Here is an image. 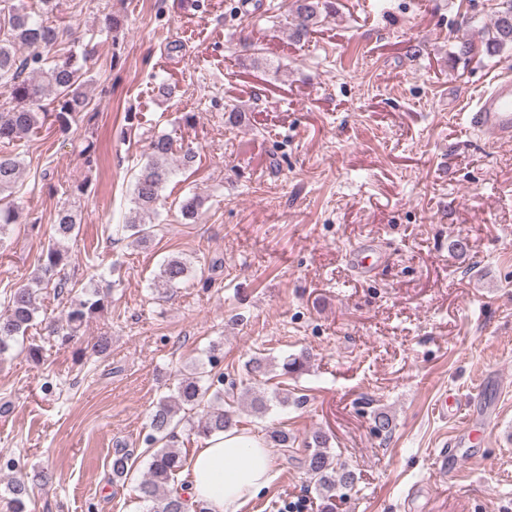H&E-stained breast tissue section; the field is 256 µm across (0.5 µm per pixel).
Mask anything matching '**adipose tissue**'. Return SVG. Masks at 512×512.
Returning <instances> with one entry per match:
<instances>
[{"instance_id": "ef3b65f1", "label": "adipose tissue", "mask_w": 512, "mask_h": 512, "mask_svg": "<svg viewBox=\"0 0 512 512\" xmlns=\"http://www.w3.org/2000/svg\"><path fill=\"white\" fill-rule=\"evenodd\" d=\"M184 470L190 504L206 502L210 512H238L274 477V463L262 435L236 428L204 439Z\"/></svg>"}]
</instances>
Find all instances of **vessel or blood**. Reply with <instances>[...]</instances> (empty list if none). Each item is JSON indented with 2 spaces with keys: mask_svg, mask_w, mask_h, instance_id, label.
<instances>
[{
  "mask_svg": "<svg viewBox=\"0 0 512 512\" xmlns=\"http://www.w3.org/2000/svg\"><path fill=\"white\" fill-rule=\"evenodd\" d=\"M471 129L499 141L512 139V80H499L480 94L467 114Z\"/></svg>",
  "mask_w": 512,
  "mask_h": 512,
  "instance_id": "obj_1",
  "label": "vessel or blood"
}]
</instances>
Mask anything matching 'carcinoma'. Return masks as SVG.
<instances>
[{"label": "carcinoma", "mask_w": 512, "mask_h": 512, "mask_svg": "<svg viewBox=\"0 0 512 512\" xmlns=\"http://www.w3.org/2000/svg\"><path fill=\"white\" fill-rule=\"evenodd\" d=\"M41 18L36 19L25 11L23 0H0V91L7 94L10 107L0 111V144L8 146L44 126L46 122L61 133L68 132L89 105L85 87L91 81L87 62L90 50L77 54L70 50L50 54L58 44L60 30L49 22L60 11L62 0H40ZM331 0H292V36L305 39L331 14ZM489 53H499L512 48V0H501L499 10L489 27L482 29ZM52 97L51 105L44 104ZM145 161L138 166L134 176L131 207L125 222L116 231L140 246L154 236L155 225L143 217L158 214L164 200L163 191L176 170L192 168L198 151L186 147L175 152L173 140L165 134L147 138ZM178 156L176 166L169 160ZM22 174L19 156L11 152L0 153V247L9 235L10 226L18 222L19 207L14 203L15 186ZM205 204V197L188 193L179 202L182 219L196 221ZM77 211L72 204L59 207L52 218V234L47 247L39 257L37 269L28 283L13 288L6 297L4 310L0 311V357L11 353L20 338L34 325L37 313L38 291L53 288L59 296L69 295L75 285L68 267L71 256L63 243L79 232ZM190 262L172 255L159 266L154 285L173 289L189 279ZM109 294L97 288L83 289V296L70 300L65 324L47 326L48 335L66 344L73 340L82 324L92 314L106 308ZM307 364V355H292L283 359L282 375L300 372ZM274 367L272 360L261 354L252 355L245 362L247 382H224V374L192 373L178 382L174 393L158 400L150 417V432L145 443L154 448L148 471L138 486L140 498L149 504V512H186L185 499L171 487L176 475L186 463V455L179 448L180 423L188 431L202 438L231 428L239 427L234 412L228 407L244 403L258 418L266 416L270 403L288 406V390L277 388L268 393L255 384L261 382ZM266 447L288 448L296 437L280 427H271L265 433ZM308 453L303 465L321 501L322 512H331L334 493L350 489L357 481L355 473L346 465L335 461L330 452V437L321 430L312 431L304 439ZM131 453L126 448L114 449L112 474L121 478L128 473ZM51 473L40 471L35 482L23 478L12 480L8 486L12 512H26L27 502L33 496L34 483L48 485Z\"/></svg>", "instance_id": "cac0c4a2"}]
</instances>
